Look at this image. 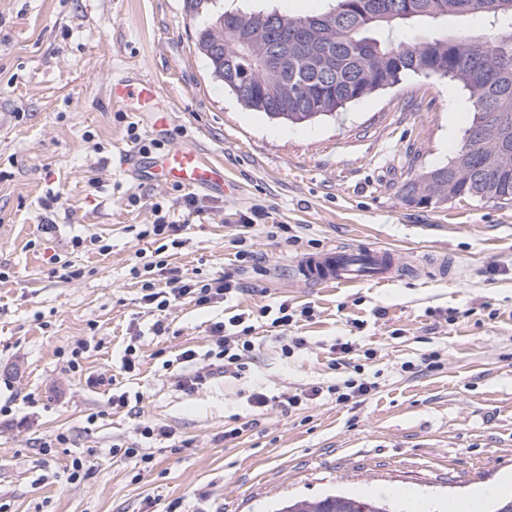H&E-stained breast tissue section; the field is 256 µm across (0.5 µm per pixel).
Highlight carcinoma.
I'll return each mask as SVG.
<instances>
[{"label": "carcinoma", "instance_id": "cac0c4a2", "mask_svg": "<svg viewBox=\"0 0 512 512\" xmlns=\"http://www.w3.org/2000/svg\"><path fill=\"white\" fill-rule=\"evenodd\" d=\"M255 34L238 13H221L199 32L198 48L218 45L222 56H206L212 74L243 106L272 119L304 123L334 115L399 84L422 67L441 70L470 96L474 117L466 132L475 156L457 153L458 166L437 167L445 180L437 189L455 199L512 203V0H336L329 11L303 18L275 10L248 13ZM484 18V35L452 34L448 22ZM237 60L239 79L224 69ZM382 498L331 493L287 502L275 512H377Z\"/></svg>", "mask_w": 512, "mask_h": 512}]
</instances>
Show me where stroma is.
Instances as JSON below:
<instances>
[{
  "label": "stroma",
  "mask_w": 512,
  "mask_h": 512,
  "mask_svg": "<svg viewBox=\"0 0 512 512\" xmlns=\"http://www.w3.org/2000/svg\"><path fill=\"white\" fill-rule=\"evenodd\" d=\"M333 5L0 0V512H275L288 500L376 489L391 491L397 512H446L480 486L497 490L481 503L491 512L512 497V204L434 208L400 195L456 156L474 115L468 93L411 75L336 116L291 124L244 107L197 48L199 30L223 12L306 16ZM136 78L158 84L165 127L112 105V83ZM155 140L161 152L189 147L220 165L225 190L146 179L149 153L123 168L125 153ZM157 203L183 227L169 265L234 275L241 294L144 306L131 273L144 244L130 228L153 223ZM269 224L288 225L298 242L268 235ZM90 234L110 251L72 249ZM241 236L266 275L241 268ZM340 246L400 251L411 270L348 288L297 275L299 260ZM55 253L82 277L53 274ZM444 258L462 279L434 275ZM284 300L311 311L287 332L306 341L289 358L284 332L258 314ZM243 312L256 337L244 378L218 368L184 392L182 375L209 363L212 323ZM134 335L141 364L124 374ZM88 338L96 349L69 370L65 352ZM340 341L351 352L335 351ZM188 348L197 360L177 363ZM432 353L438 368H423ZM407 362L418 373L403 371ZM356 366L378 384L366 401L324 394L296 411L280 402ZM256 388L267 407L250 403ZM116 390L128 407L113 408ZM147 425L170 438H143ZM238 425L239 437H225ZM116 445L142 448L150 464L113 454ZM76 457L90 470L79 481L69 478Z\"/></svg>",
  "instance_id": "1"
}]
</instances>
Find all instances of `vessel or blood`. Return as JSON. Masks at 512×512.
<instances>
[{"instance_id": "vessel-or-blood-1", "label": "vessel or blood", "mask_w": 512, "mask_h": 512, "mask_svg": "<svg viewBox=\"0 0 512 512\" xmlns=\"http://www.w3.org/2000/svg\"><path fill=\"white\" fill-rule=\"evenodd\" d=\"M159 93L155 82L142 80L133 84L120 80L112 85V102L130 112H147L153 109ZM149 175L185 186L212 187L224 183L218 167L189 148L158 157ZM403 270L404 261L399 252L370 247L332 249L304 258L298 264L301 277L327 287L351 286L368 278L389 283L400 279Z\"/></svg>"}]
</instances>
